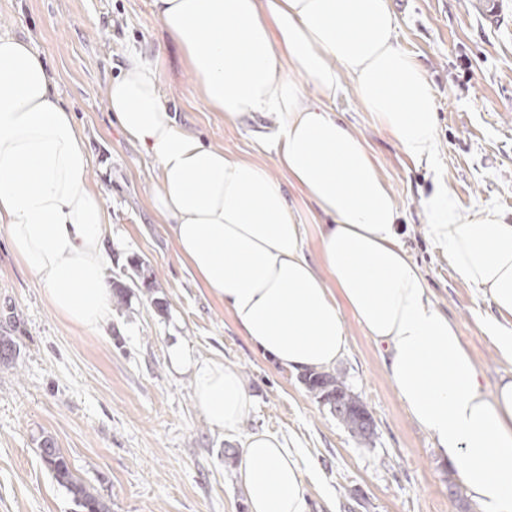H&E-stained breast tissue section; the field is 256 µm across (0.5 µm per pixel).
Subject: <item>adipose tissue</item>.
Here are the masks:
<instances>
[{
  "instance_id": "1",
  "label": "adipose tissue",
  "mask_w": 512,
  "mask_h": 512,
  "mask_svg": "<svg viewBox=\"0 0 512 512\" xmlns=\"http://www.w3.org/2000/svg\"><path fill=\"white\" fill-rule=\"evenodd\" d=\"M153 8L211 111L230 126L255 113L275 126L272 140L259 142L273 166L225 153L171 117L162 57H127L108 109L157 168L153 205L180 258L242 335L290 371L334 366L352 314L383 347L397 398L455 464L468 495L482 512H512V373L485 393L457 325L401 243L390 189L334 112L353 94L409 158L432 157L434 91L397 41L391 0H153ZM90 166L42 60L0 35V231L57 315L94 334L112 308V217ZM290 187L314 207L316 259L305 253ZM424 209L426 236L495 306L500 318L483 330L512 363V223L491 205L462 214L441 193ZM169 358L191 373L211 428L243 432L253 398L238 371L179 343ZM244 434L238 475L249 512H308L297 450L266 431Z\"/></svg>"
}]
</instances>
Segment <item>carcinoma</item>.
<instances>
[{"label": "carcinoma", "instance_id": "carcinoma-1", "mask_svg": "<svg viewBox=\"0 0 512 512\" xmlns=\"http://www.w3.org/2000/svg\"><path fill=\"white\" fill-rule=\"evenodd\" d=\"M130 272L126 273L130 284L115 282L113 299L117 303L125 301L127 292L132 288L151 290L156 287L155 279L147 265L138 257L129 262ZM304 383L310 392L323 400L337 395L338 406L330 408V412L340 420L352 435L363 442L369 441L374 435V424L366 406L360 397L352 393L339 375L330 373H314L304 378ZM40 457L52 473L56 482L66 488L85 512H107L106 506L73 475L66 458L54 443L45 439L41 443Z\"/></svg>", "mask_w": 512, "mask_h": 512}]
</instances>
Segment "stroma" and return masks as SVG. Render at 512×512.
<instances>
[{
	"mask_svg": "<svg viewBox=\"0 0 512 512\" xmlns=\"http://www.w3.org/2000/svg\"><path fill=\"white\" fill-rule=\"evenodd\" d=\"M401 47L427 70L438 111L432 158L413 160L362 112L353 95L335 112L365 143L402 214L404 249L493 391L507 366L481 325L496 310L461 279L423 232L422 201L447 193L463 213L493 204L512 221V0L495 17L474 0H393ZM0 34L26 42L45 62L92 156L90 182L112 216V265L122 280L131 257L156 278L136 289L91 335L57 316L36 278L17 266L0 231V512H83L40 458L53 440L73 474L110 512H247L236 476L241 441L213 430L192 398L190 373L170 364L173 343L237 369L254 400L244 428L297 449L310 512H481L433 438L407 415L380 353L353 316L333 371L366 405L375 434L363 443L306 387L274 365L201 288L151 208L155 170L107 109L109 83L131 52L163 53L162 91L175 120L242 157L269 122L225 126L195 91L179 46L152 0H0Z\"/></svg>",
	"mask_w": 512,
	"mask_h": 512,
	"instance_id": "obj_1",
	"label": "stroma"
}]
</instances>
